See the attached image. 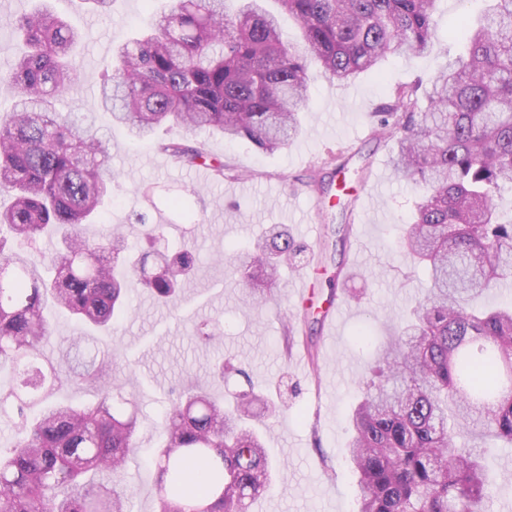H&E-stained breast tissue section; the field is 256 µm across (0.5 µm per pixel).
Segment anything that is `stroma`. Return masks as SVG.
I'll return each mask as SVG.
<instances>
[{
	"instance_id": "obj_1",
	"label": "stroma",
	"mask_w": 512,
	"mask_h": 512,
	"mask_svg": "<svg viewBox=\"0 0 512 512\" xmlns=\"http://www.w3.org/2000/svg\"><path fill=\"white\" fill-rule=\"evenodd\" d=\"M144 3L113 0L110 12L102 14L86 0H50L52 10L83 36V80L57 109L94 121L109 140L110 166L118 176L102 223L86 225V236L123 232L143 218L165 225L166 248L191 245L199 268L165 304L133 289L129 313L97 340L65 313H53L45 353L63 381L54 398L98 400L97 390L76 380L69 337H87L85 357L111 352L108 377L135 395L140 423L123 486L131 512H154L158 471L152 450L166 409L188 382L206 384L228 404L248 389L274 394L278 412L265 417L262 432L271 458L286 462L287 469L250 512H356V477L344 453L347 414L371 377L386 322L422 301L428 287L423 272H409L399 246L416 193L392 176L395 142L378 137L371 114L389 103L396 86L427 89L458 50L449 31L461 20H474L486 0H437L436 39L428 54L388 57L378 72L348 84H337L310 64L303 131L287 149L265 153L244 141L197 133L196 141L234 169V176L221 181L197 176L165 151V144L186 140L182 129L161 130L153 143L139 144L94 107L112 48L145 19ZM33 5L34 0H0V69L10 66L20 48L8 20ZM184 193L197 214L192 223L168 205ZM278 224L305 251L281 268L272 297L257 301L235 266ZM338 303L346 316L333 327L328 311ZM298 315L309 324L294 341L285 330ZM214 320L222 323V335L199 338V328ZM222 359L241 365L242 374L215 377Z\"/></svg>"
}]
</instances>
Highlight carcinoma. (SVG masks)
<instances>
[{
	"instance_id": "obj_1",
	"label": "carcinoma",
	"mask_w": 512,
	"mask_h": 512,
	"mask_svg": "<svg viewBox=\"0 0 512 512\" xmlns=\"http://www.w3.org/2000/svg\"><path fill=\"white\" fill-rule=\"evenodd\" d=\"M174 0L112 51L109 79L96 103L134 139L162 126L218 132L265 152L288 147L301 131L308 99L307 59L339 83L378 68L392 55L432 46L436 0ZM460 30L465 51L442 67L420 111L418 86H401L375 113L396 140L394 174L419 188L400 239L425 265L430 288L410 317L388 325L378 348V381L351 407L345 458L357 477L358 512H485L495 490L487 449L459 448L463 431L512 446V303L476 308L492 285L512 274V222L498 198L512 190V0ZM300 26L304 51L282 40L280 17ZM23 44L0 84L17 98L0 109V233L29 243L48 232L63 249L45 260L6 248L0 236V412H11L20 440L0 450V512H129L121 470L136 447L134 405L116 383H102L112 359L101 356L80 376L101 392L92 407L49 406L60 383L43 367L49 306L108 329L130 308V281L173 296L194 273L188 245L133 258L126 234L84 235L102 217L114 174L107 141L55 102L82 81L81 32L46 3L12 22ZM179 163L224 162L188 140L166 147ZM152 243L164 225L139 221L134 237ZM299 255L284 227L238 263L236 273L264 293L277 266ZM241 413L224 411L196 384L164 413L155 464L156 512H248L267 491L273 465L242 414L256 400L239 395ZM108 472L109 483L84 481Z\"/></svg>"
}]
</instances>
